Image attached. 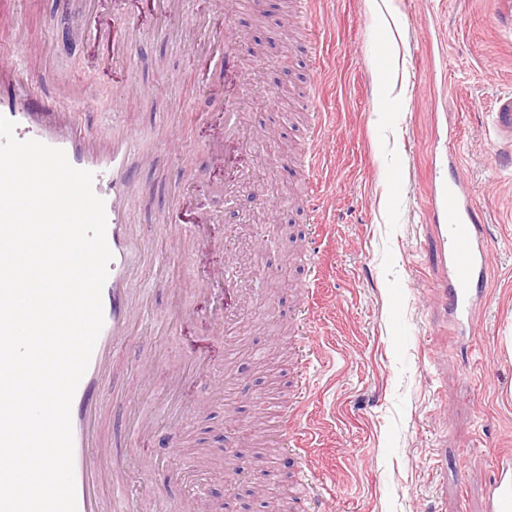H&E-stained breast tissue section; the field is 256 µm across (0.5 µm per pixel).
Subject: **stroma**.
<instances>
[{"label":"stroma","mask_w":512,"mask_h":512,"mask_svg":"<svg viewBox=\"0 0 512 512\" xmlns=\"http://www.w3.org/2000/svg\"><path fill=\"white\" fill-rule=\"evenodd\" d=\"M295 9L296 0L237 8L229 19L252 53L227 69L217 54L196 53L197 42L224 35L219 0H184L177 18L157 0H0V61L24 41L44 73L43 96L81 95L89 123L120 108L147 156L131 208L148 253L138 277L150 283L141 305L151 319L107 374L99 435L108 452L98 463L125 467L134 488L148 476L174 504L208 479L203 512L216 501L227 512H266L269 497L301 512L299 461L280 438L292 426L315 434L306 453L324 512H484L495 459L512 452V167L498 163L488 118L496 95L512 90V37L495 29L493 0H317L299 24ZM131 23L132 55L109 63L110 46L91 30ZM314 77L324 88L316 107L330 115L316 182L297 161ZM227 94L255 146L232 203L224 173L236 156L218 105ZM174 128L198 168L168 147ZM450 152L487 213L491 246L487 304L467 341L433 297L441 271L427 203L433 167ZM315 190L318 229L296 210ZM198 207L213 212L211 223L197 225ZM165 214L196 225L195 237L173 242ZM312 251L324 275L311 291ZM238 262L240 289L225 294L209 275ZM221 301L241 338L231 353L211 326ZM197 358L228 372L223 392L188 422L182 447L137 439L142 412L164 431L168 404L201 400L193 376L165 388L168 361ZM146 363L154 394L128 397ZM246 427L276 454L265 471L224 483L202 461L241 447Z\"/></svg>","instance_id":"1"}]
</instances>
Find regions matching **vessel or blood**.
Returning a JSON list of instances; mask_svg holds the SVG:
<instances>
[{
    "instance_id": "b4317fda",
    "label": "vessel or blood",
    "mask_w": 512,
    "mask_h": 512,
    "mask_svg": "<svg viewBox=\"0 0 512 512\" xmlns=\"http://www.w3.org/2000/svg\"><path fill=\"white\" fill-rule=\"evenodd\" d=\"M10 66L18 80L0 81V115L14 122L15 137L62 149L73 167L93 173L94 192L105 203L106 240L112 261L102 291L104 325L71 404L77 512H169L161 491L133 497L124 470L100 469L95 460L106 451L95 432L102 410L101 387L116 352L130 345L129 327L138 316L128 280L140 263L141 250L127 205L135 187L132 161L138 153V141L128 131L112 130L101 122L79 127L77 107L62 109L38 95L37 73L26 44H17ZM224 113L228 118L226 140L235 144L241 159H251V144L234 121V105L225 104ZM490 123L499 162L512 166L511 92L496 97ZM457 170L456 157H449L447 179L431 186L429 216L444 270L440 293L459 334L464 335L484 298L490 250L483 213ZM494 468L487 490V512H512V454L498 457Z\"/></svg>"
}]
</instances>
